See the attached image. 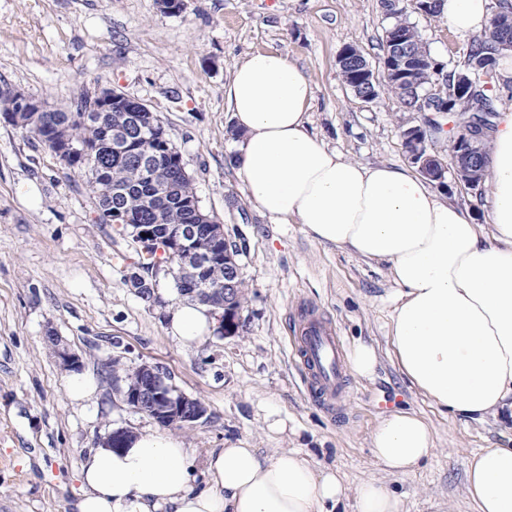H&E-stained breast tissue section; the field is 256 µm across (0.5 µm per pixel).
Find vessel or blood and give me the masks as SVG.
Listing matches in <instances>:
<instances>
[{
  "label": "vessel or blood",
  "instance_id": "1",
  "mask_svg": "<svg viewBox=\"0 0 512 512\" xmlns=\"http://www.w3.org/2000/svg\"><path fill=\"white\" fill-rule=\"evenodd\" d=\"M297 354L310 394L319 399L333 396L343 378V355L331 328L310 324L298 341Z\"/></svg>",
  "mask_w": 512,
  "mask_h": 512
}]
</instances>
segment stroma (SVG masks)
Here are the masks:
<instances>
[{
    "label": "stroma",
    "instance_id": "35a3bbf8",
    "mask_svg": "<svg viewBox=\"0 0 512 512\" xmlns=\"http://www.w3.org/2000/svg\"><path fill=\"white\" fill-rule=\"evenodd\" d=\"M408 19L432 57L454 70L468 35L439 16ZM388 25L380 0H185L178 13L156 0H0V87L64 110L113 90L156 112L201 206L238 249L245 282L238 332L182 347L168 331L167 311L183 300L171 277L157 276L154 301L143 300L131 283L139 270L131 234L101 223L81 175L0 118V512H74L88 451L116 427L157 429L125 403L109 369L124 375L144 362L207 409L171 430L191 450L196 484L214 449L295 448L336 470L349 491L384 481L406 512H475L464 492L467 462L498 440L499 424L461 423L412 387L390 343L397 286L387 267L264 214L231 162L238 133L224 85L248 53L273 49L308 73L310 126L329 147L368 165L410 166L402 132L424 113L402 111L384 88L362 101L339 75L346 46L380 70ZM437 148L442 198L488 223L489 193L457 181L447 140ZM311 317L335 329L343 350L363 340L379 353L374 376L347 374L331 409L310 397L293 352ZM50 330L80 355L96 384L91 400L68 398V372L45 341ZM397 409L423 418L435 442L408 475L382 472L372 451L375 426Z\"/></svg>",
    "mask_w": 512,
    "mask_h": 512
}]
</instances>
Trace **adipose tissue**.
Returning <instances> with one entry per match:
<instances>
[{
    "instance_id": "ef3b65f1",
    "label": "adipose tissue",
    "mask_w": 512,
    "mask_h": 512,
    "mask_svg": "<svg viewBox=\"0 0 512 512\" xmlns=\"http://www.w3.org/2000/svg\"><path fill=\"white\" fill-rule=\"evenodd\" d=\"M490 0H442L459 32L488 25ZM224 96L239 132L238 175L265 214L303 224L314 240L386 264L398 287L391 340L402 374L442 413L461 420L512 418V107L502 109L489 151V228L446 202L410 169L366 165L331 149L309 128L313 86L305 70L274 50L237 63ZM208 307L183 302L168 312L182 345L209 336ZM389 474H409L428 458V424L397 410L372 434ZM182 441L147 431L128 447L101 445L81 467L85 492L76 512H404L378 479L348 492L334 470L300 451L260 456L219 448L207 459V485L195 489ZM465 492L477 512H512V426L473 454Z\"/></svg>"
}]
</instances>
